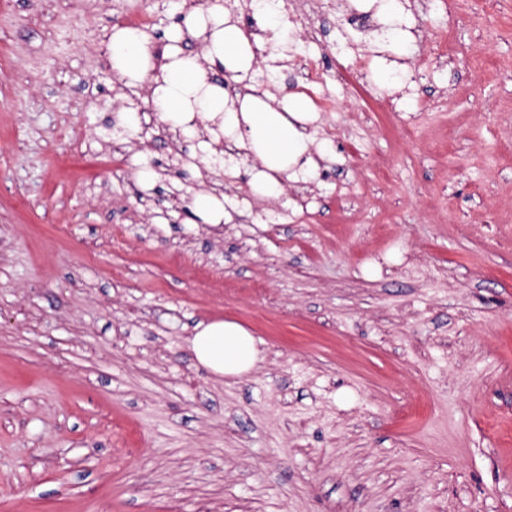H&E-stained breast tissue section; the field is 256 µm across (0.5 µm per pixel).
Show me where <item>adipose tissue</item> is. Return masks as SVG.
Here are the masks:
<instances>
[{"label":"adipose tissue","instance_id":"1","mask_svg":"<svg viewBox=\"0 0 512 512\" xmlns=\"http://www.w3.org/2000/svg\"><path fill=\"white\" fill-rule=\"evenodd\" d=\"M192 35L204 44L202 55L184 53L181 32H173L156 64L148 50L145 32L132 27L113 28L108 48L113 71L126 85L152 81V102L170 126L189 132L203 121L224 134L234 145L250 152L259 169L254 184L259 193L279 191L281 174L304 156L311 142L306 126L312 113L302 101H285L272 108L256 96L229 98L222 82L211 80L208 70L217 66L231 75L250 65V41L230 22L220 0L194 8L184 19ZM195 358L218 375L240 376L261 362V352L250 332L233 321H213L199 326L191 340Z\"/></svg>","mask_w":512,"mask_h":512}]
</instances>
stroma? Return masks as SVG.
Instances as JSON below:
<instances>
[{
  "instance_id": "obj_1",
  "label": "stroma",
  "mask_w": 512,
  "mask_h": 512,
  "mask_svg": "<svg viewBox=\"0 0 512 512\" xmlns=\"http://www.w3.org/2000/svg\"><path fill=\"white\" fill-rule=\"evenodd\" d=\"M343 3L326 153L264 197L111 68L129 6L160 54L185 0H0V512H512V0H396L399 43ZM215 320L251 373L197 362ZM193 210L206 224H222L224 222V204L217 197L200 194L192 202ZM191 349L202 365L226 377L249 373L262 361L255 338L233 321L200 325L191 339Z\"/></svg>"
}]
</instances>
